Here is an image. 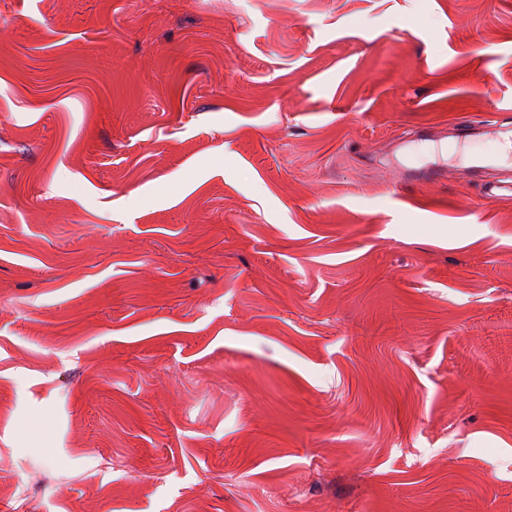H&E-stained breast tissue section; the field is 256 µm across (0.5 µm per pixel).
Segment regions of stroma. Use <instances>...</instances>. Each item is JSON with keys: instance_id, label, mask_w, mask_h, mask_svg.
Masks as SVG:
<instances>
[{"instance_id": "stroma-1", "label": "stroma", "mask_w": 512, "mask_h": 512, "mask_svg": "<svg viewBox=\"0 0 512 512\" xmlns=\"http://www.w3.org/2000/svg\"><path fill=\"white\" fill-rule=\"evenodd\" d=\"M494 118L512 0H0V503L512 512Z\"/></svg>"}]
</instances>
